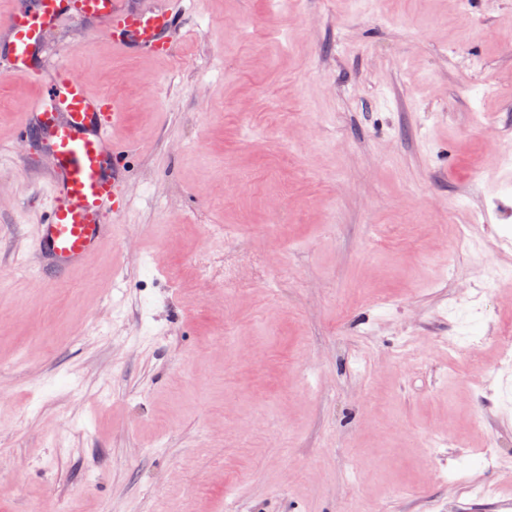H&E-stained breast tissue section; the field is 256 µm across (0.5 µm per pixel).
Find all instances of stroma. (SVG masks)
I'll list each match as a JSON object with an SVG mask.
<instances>
[{"label":"stroma","instance_id":"35a3bbf8","mask_svg":"<svg viewBox=\"0 0 512 512\" xmlns=\"http://www.w3.org/2000/svg\"><path fill=\"white\" fill-rule=\"evenodd\" d=\"M166 6L173 57L42 34L130 148L119 245L60 285L36 89L0 84V512H503L512 0Z\"/></svg>","mask_w":512,"mask_h":512}]
</instances>
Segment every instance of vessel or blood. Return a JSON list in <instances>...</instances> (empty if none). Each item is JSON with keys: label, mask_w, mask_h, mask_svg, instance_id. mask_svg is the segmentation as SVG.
Returning a JSON list of instances; mask_svg holds the SVG:
<instances>
[{"label": "vessel or blood", "mask_w": 512, "mask_h": 512, "mask_svg": "<svg viewBox=\"0 0 512 512\" xmlns=\"http://www.w3.org/2000/svg\"><path fill=\"white\" fill-rule=\"evenodd\" d=\"M65 15L111 31L112 45L123 55H174V35L184 24L183 16L165 7L134 9L130 0H35L30 11L0 14V49L11 61L0 81L20 79L41 89L24 105L20 134L44 135L54 159L50 183L57 201L38 227L34 251L60 282L92 261L115 234L128 179L118 164L127 148L116 137L125 113L107 110L103 96L90 93L68 67L44 71L32 65L42 32Z\"/></svg>", "instance_id": "b4317fda"}]
</instances>
